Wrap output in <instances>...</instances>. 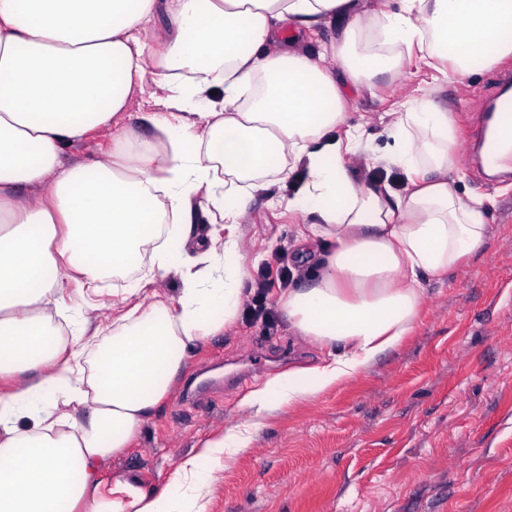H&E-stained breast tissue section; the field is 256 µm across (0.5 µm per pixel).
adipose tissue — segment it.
Instances as JSON below:
<instances>
[{
	"label": "adipose tissue",
	"mask_w": 512,
	"mask_h": 512,
	"mask_svg": "<svg viewBox=\"0 0 512 512\" xmlns=\"http://www.w3.org/2000/svg\"><path fill=\"white\" fill-rule=\"evenodd\" d=\"M366 0H0V512H207V475L249 444L219 432L159 488L109 474L169 396L190 351L237 316L247 270L240 231L269 174L301 184L302 251L319 275L281 299L298 335L333 347L326 364L268 379L255 414L312 398L396 349L418 318L424 281L471 258L489 226L486 199L461 197L450 113L411 102L384 156L410 188L356 181L365 148L344 91L396 69L358 54ZM346 19L318 51L287 26ZM384 44L420 49L454 74L512 55V0H401L374 20ZM152 130L124 118L142 96ZM107 128L105 160L67 163V148ZM218 216L201 253L183 251L196 213ZM136 272L112 307V341L69 306L108 274ZM172 276L177 296L143 293Z\"/></svg>",
	"instance_id": "obj_1"
}]
</instances>
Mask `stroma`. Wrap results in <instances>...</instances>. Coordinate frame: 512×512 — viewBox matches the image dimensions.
<instances>
[{
  "mask_svg": "<svg viewBox=\"0 0 512 512\" xmlns=\"http://www.w3.org/2000/svg\"><path fill=\"white\" fill-rule=\"evenodd\" d=\"M508 69L512 56L436 77L405 58L372 88L345 90L346 120L361 125L371 151L349 161L358 180L386 177L405 190L404 176L383 175L370 157L387 151L401 103L418 93L453 115L455 190L496 198L484 247L428 280L412 335L359 375L258 420L244 403L251 391L329 352L289 328L273 289L277 329L242 314L200 342L113 471L160 487L203 440L248 426L249 447L212 472L209 512H512V179L484 178L465 150ZM296 191L280 182L250 201L241 226L249 276L284 264L295 270L292 287L315 279L313 266L297 262L299 232L312 218L289 209Z\"/></svg>",
  "mask_w": 512,
  "mask_h": 512,
  "instance_id": "stroma-1",
  "label": "stroma"
}]
</instances>
